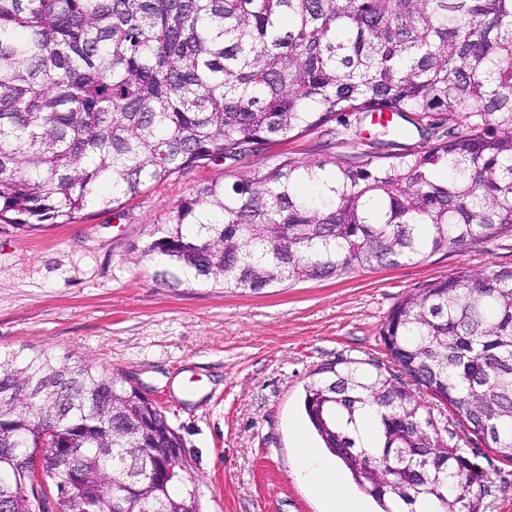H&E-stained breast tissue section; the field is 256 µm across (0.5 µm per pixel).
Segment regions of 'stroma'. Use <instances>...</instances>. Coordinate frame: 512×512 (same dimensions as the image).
<instances>
[{
  "label": "stroma",
  "instance_id": "obj_1",
  "mask_svg": "<svg viewBox=\"0 0 512 512\" xmlns=\"http://www.w3.org/2000/svg\"><path fill=\"white\" fill-rule=\"evenodd\" d=\"M424 141L415 127L380 134L361 114L330 130L250 155L242 166L196 167L151 184L117 210L90 206L38 230L0 222V354L81 358L147 393L181 436V464L200 512H322L292 475L291 427L305 423L303 386L340 359L384 363L379 328L396 302L453 273L512 267V230L419 262L357 270L263 293L175 284L141 250L170 210L240 168L287 158L366 160ZM461 445L486 473L476 512H512V462Z\"/></svg>",
  "mask_w": 512,
  "mask_h": 512
}]
</instances>
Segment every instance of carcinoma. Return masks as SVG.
Instances as JSON below:
<instances>
[{"instance_id":"cac0c4a2","label":"carcinoma","mask_w":512,"mask_h":512,"mask_svg":"<svg viewBox=\"0 0 512 512\" xmlns=\"http://www.w3.org/2000/svg\"><path fill=\"white\" fill-rule=\"evenodd\" d=\"M385 109L452 131L392 161L288 160L181 200L142 254L259 293L419 261L512 228V0H0V219L38 230L152 182ZM304 183L317 184L310 195ZM409 381L345 360L304 387L324 447L381 512H473L455 425L512 460V268L435 279L380 326ZM427 395L448 406L434 412ZM380 411L364 448L358 410ZM78 448L84 482L36 509L25 457ZM181 437L145 393L48 352L0 358V512H196Z\"/></svg>"}]
</instances>
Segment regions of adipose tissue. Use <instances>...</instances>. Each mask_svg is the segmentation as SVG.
<instances>
[{
	"mask_svg": "<svg viewBox=\"0 0 512 512\" xmlns=\"http://www.w3.org/2000/svg\"><path fill=\"white\" fill-rule=\"evenodd\" d=\"M292 433V474L323 500L325 512H370L366 502L346 489L335 461L311 445L302 427L293 426Z\"/></svg>",
	"mask_w": 512,
	"mask_h": 512,
	"instance_id": "1",
	"label": "adipose tissue"
}]
</instances>
